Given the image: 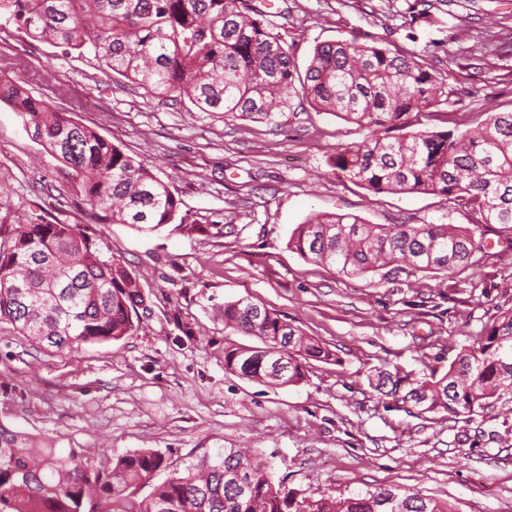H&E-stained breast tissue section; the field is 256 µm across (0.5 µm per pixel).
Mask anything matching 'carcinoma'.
<instances>
[{"instance_id":"cac0c4a2","label":"carcinoma","mask_w":512,"mask_h":512,"mask_svg":"<svg viewBox=\"0 0 512 512\" xmlns=\"http://www.w3.org/2000/svg\"><path fill=\"white\" fill-rule=\"evenodd\" d=\"M1 15L30 38L91 50L153 96L186 99L201 112L272 121L290 109L299 85L312 108L372 130L336 151L333 165L344 177L374 194L444 195L472 217L464 226L315 214L297 225L288 249L342 275L389 265L446 275L468 266L481 226L512 231V111L488 113L473 131L411 129L410 115L445 102L448 86L420 57L382 40L318 44L301 76L288 31L274 30L248 0H0ZM0 102L71 169L86 204L104 220L151 233L178 217L180 200L152 165L11 81L0 80ZM392 130L403 135L387 136ZM144 303L138 277L77 224L24 218L0 243V320L39 351L118 342L138 329ZM224 329L260 342L224 347V369L262 385H297L305 361L336 360L248 297L224 302ZM386 386L385 395L422 415L471 416L494 407L512 395V309L444 373L381 372L375 388ZM164 466L151 449L96 465L0 424V512H452L397 488L298 500L272 482L263 458L240 448L203 459L140 497L141 484Z\"/></svg>"}]
</instances>
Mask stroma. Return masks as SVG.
Masks as SVG:
<instances>
[{
    "label": "stroma",
    "mask_w": 512,
    "mask_h": 512,
    "mask_svg": "<svg viewBox=\"0 0 512 512\" xmlns=\"http://www.w3.org/2000/svg\"><path fill=\"white\" fill-rule=\"evenodd\" d=\"M295 37L305 70L316 44L377 38L422 55L448 100L412 115L418 129L464 131L512 110V0H251ZM0 78L24 87L153 164L180 201L187 233L144 234L93 212L68 168L0 103V242L18 219L80 225L137 274L148 308L136 332L74 353L33 350L0 320V423L61 451L110 458L150 448L164 469L141 490L227 448L263 455L297 496L402 487L454 512H512V412L420 416L375 389L394 367L447 370L512 308V236L491 224L463 271L340 275L287 247L317 213L370 224L467 225L447 197L373 194L338 175L336 151L368 129L301 98L275 122L198 111L160 99L92 53L62 54L0 18ZM247 297L332 350L295 386L226 372L225 301Z\"/></svg>",
    "instance_id": "35a3bbf8"
}]
</instances>
